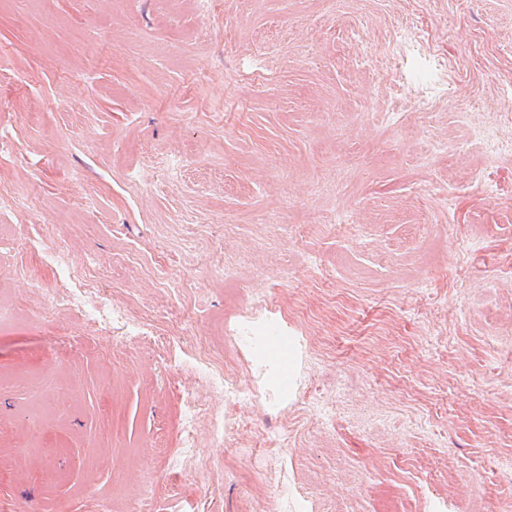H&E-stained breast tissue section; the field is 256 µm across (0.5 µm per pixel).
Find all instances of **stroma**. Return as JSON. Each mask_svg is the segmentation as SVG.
I'll list each match as a JSON object with an SVG mask.
<instances>
[{"mask_svg": "<svg viewBox=\"0 0 512 512\" xmlns=\"http://www.w3.org/2000/svg\"><path fill=\"white\" fill-rule=\"evenodd\" d=\"M511 91L512 0H0V512H512ZM106 286H99L96 291L102 295V298L105 300L104 303L100 301H93L92 297H89L85 293V289H79L73 291L71 294L67 296V303L65 304L67 307L74 308L77 310H82L85 315L92 321L98 320L103 317H111L112 319L117 318L125 321L127 325L130 324V318L121 310L120 307L112 305V302L109 298L106 297ZM91 306L92 308H86ZM200 359L207 362L203 370L205 371L208 383L217 392L224 394L226 406L230 407L232 404L250 396V391L238 382L235 372L225 367V365L224 369L214 366L209 362L210 358L207 356H202Z\"/></svg>", "mask_w": 512, "mask_h": 512, "instance_id": "1", "label": "stroma"}]
</instances>
